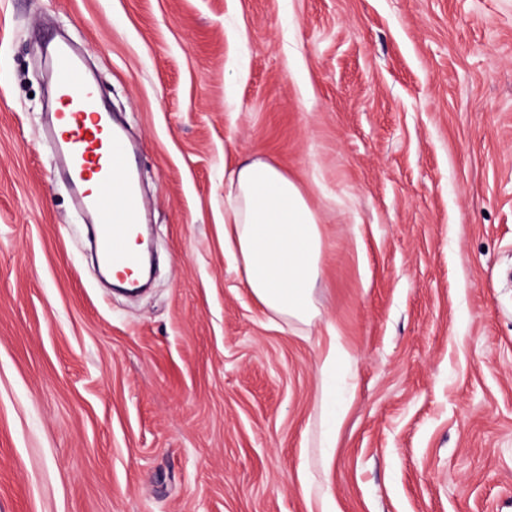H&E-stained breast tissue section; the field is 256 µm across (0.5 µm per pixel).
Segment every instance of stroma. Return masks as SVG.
<instances>
[{
    "label": "stroma",
    "instance_id": "obj_1",
    "mask_svg": "<svg viewBox=\"0 0 512 512\" xmlns=\"http://www.w3.org/2000/svg\"><path fill=\"white\" fill-rule=\"evenodd\" d=\"M53 35L140 145L134 298L44 143ZM242 157L319 214L312 323L224 248ZM307 467L337 512H512V0H0V512H310ZM352 360L351 352L339 341L336 334L329 332L326 348L320 359L319 371L324 378L337 377L341 368Z\"/></svg>",
    "mask_w": 512,
    "mask_h": 512
}]
</instances>
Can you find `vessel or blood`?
Masks as SVG:
<instances>
[{
	"mask_svg": "<svg viewBox=\"0 0 512 512\" xmlns=\"http://www.w3.org/2000/svg\"><path fill=\"white\" fill-rule=\"evenodd\" d=\"M55 99L48 142L95 246L102 277L131 272L138 253L123 247L132 232V217L143 210L134 179L138 147L88 86L82 59L68 43L52 47Z\"/></svg>",
	"mask_w": 512,
	"mask_h": 512,
	"instance_id": "b4317fda",
	"label": "vessel or blood"
}]
</instances>
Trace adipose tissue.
<instances>
[{"instance_id":"obj_1","label":"adipose tissue","mask_w":512,"mask_h":512,"mask_svg":"<svg viewBox=\"0 0 512 512\" xmlns=\"http://www.w3.org/2000/svg\"><path fill=\"white\" fill-rule=\"evenodd\" d=\"M224 246L236 254L254 299L303 323L317 314L322 232L302 188L276 166L241 160L227 173Z\"/></svg>"}]
</instances>
